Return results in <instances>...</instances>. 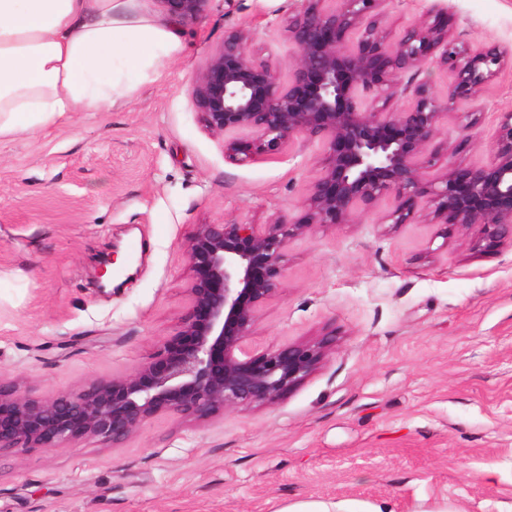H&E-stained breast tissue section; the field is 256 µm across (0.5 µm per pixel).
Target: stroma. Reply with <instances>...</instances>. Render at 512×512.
<instances>
[{"label":"stroma","instance_id":"obj_1","mask_svg":"<svg viewBox=\"0 0 512 512\" xmlns=\"http://www.w3.org/2000/svg\"><path fill=\"white\" fill-rule=\"evenodd\" d=\"M302 0H210L155 82L105 112H73L0 139V378L46 397L132 371L188 305L181 246L196 225L297 218L322 144L238 164L206 133L190 89L225 35L252 38L287 76ZM392 36L430 11L470 50L512 46V0H386ZM471 140L448 111L455 160L489 162L512 67L482 94ZM380 201L353 224L291 240L278 292L248 343L331 335L317 369L278 404L208 422L158 415L114 446L80 440L0 453V512H280L348 501L383 512H512V247L474 230L396 227ZM140 245L136 274L94 284L111 243Z\"/></svg>","mask_w":512,"mask_h":512}]
</instances>
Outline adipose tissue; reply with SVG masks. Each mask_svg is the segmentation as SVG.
Wrapping results in <instances>:
<instances>
[{
  "mask_svg": "<svg viewBox=\"0 0 512 512\" xmlns=\"http://www.w3.org/2000/svg\"><path fill=\"white\" fill-rule=\"evenodd\" d=\"M182 48L178 24L136 0H0V137L112 109Z\"/></svg>",
  "mask_w": 512,
  "mask_h": 512,
  "instance_id": "1",
  "label": "adipose tissue"
}]
</instances>
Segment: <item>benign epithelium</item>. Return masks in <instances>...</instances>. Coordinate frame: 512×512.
Returning <instances> with one entry per match:
<instances>
[{"mask_svg":"<svg viewBox=\"0 0 512 512\" xmlns=\"http://www.w3.org/2000/svg\"><path fill=\"white\" fill-rule=\"evenodd\" d=\"M159 2L172 19L193 23L209 0ZM327 2L304 0L288 17L294 48L288 80L256 64L249 34L234 31L192 88L202 127L223 138L230 161L279 154L300 137L322 141L320 175L304 214L267 224L197 225L183 248L191 278L179 329L133 371L50 398L24 395L0 378V451L83 439L116 445L159 414L207 421L229 408L279 403L332 349L326 337L259 354L245 346L260 307L284 277L288 242L350 224L382 199L393 201L385 224L422 218L476 226L473 248L512 247V113L499 123L489 163L443 161L440 153L448 146L443 119L449 107L479 101L484 85L512 66V48L470 51L442 14L406 27L391 43L381 17L386 0ZM430 62L454 75L444 99L419 79ZM399 94L411 103L392 112L389 104Z\"/></svg>","mask_w":512,"mask_h":512,"instance_id":"obj_1","label":"benign epithelium"}]
</instances>
